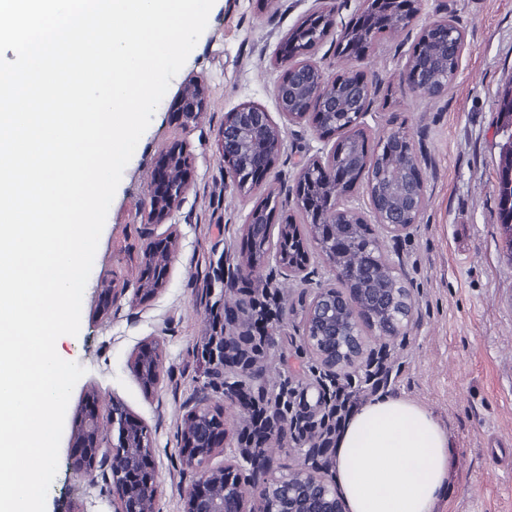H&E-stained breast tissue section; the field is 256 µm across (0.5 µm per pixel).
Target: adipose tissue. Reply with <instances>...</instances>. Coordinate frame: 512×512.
I'll use <instances>...</instances> for the list:
<instances>
[{
  "label": "adipose tissue",
  "mask_w": 512,
  "mask_h": 512,
  "mask_svg": "<svg viewBox=\"0 0 512 512\" xmlns=\"http://www.w3.org/2000/svg\"><path fill=\"white\" fill-rule=\"evenodd\" d=\"M450 464L448 435L433 413L383 395L346 420L333 472L349 512H437Z\"/></svg>",
  "instance_id": "ef3b65f1"
}]
</instances>
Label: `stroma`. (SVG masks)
I'll return each mask as SVG.
<instances>
[{
	"instance_id": "1",
	"label": "stroma",
	"mask_w": 512,
	"mask_h": 512,
	"mask_svg": "<svg viewBox=\"0 0 512 512\" xmlns=\"http://www.w3.org/2000/svg\"><path fill=\"white\" fill-rule=\"evenodd\" d=\"M315 5L314 0H215L208 24L184 66L172 79L138 142L110 205L83 294L78 335L58 339L60 356L85 370L66 410L58 470L46 512H113L109 484L77 479L71 431L96 393L100 410L113 399L147 426L160 487V512H182V490L193 475L180 453L188 402L210 398L226 429L225 454L248 446L251 419L246 398H274L292 390L293 412L316 417L321 391L316 363L302 341L305 309L316 288L334 283L323 258L311 255L307 280L284 276L275 262L259 261L245 274L236 264L247 244V223L258 193L240 191L218 158L216 136L224 115L256 104L278 116L275 96L284 69L278 56L285 38ZM453 16L465 33L460 71L446 96L400 89V73L423 25ZM327 74L358 73L377 86L365 119L369 145L396 129L409 132L425 177V207L411 234L392 238L379 226L371 232L382 253L399 261L415 298V323L395 338L371 335L366 357L383 355L384 386L373 387L364 372L350 381L360 402L379 395L428 407L447 431L452 467L438 512H512V463L501 447L512 444V248L498 215L497 166L502 138L498 95L512 80V0H420L407 28L379 35L359 57L339 54L334 41L312 56ZM199 77L206 107L182 126L175 101L183 83ZM284 148L261 189L272 192L279 212H294L288 186L299 161L324 147L304 122L283 123ZM186 142L194 174L183 202L168 224L147 228V187L163 148ZM174 228L178 248L165 285L144 298L138 293L141 249L148 234ZM125 294L113 299V282ZM276 299L268 331L275 345L255 354L263 371L245 397L225 399L236 382L233 366L211 353L241 304L256 307L265 293ZM148 339L163 348L164 378L145 389L131 369Z\"/></svg>"
}]
</instances>
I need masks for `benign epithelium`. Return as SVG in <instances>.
<instances>
[{
	"label": "benign epithelium",
	"mask_w": 512,
	"mask_h": 512,
	"mask_svg": "<svg viewBox=\"0 0 512 512\" xmlns=\"http://www.w3.org/2000/svg\"><path fill=\"white\" fill-rule=\"evenodd\" d=\"M331 3L325 10L336 32V43L344 44L342 33L351 30L347 25L339 27L337 16L345 6V0H318ZM457 26L454 19L446 16L426 24L422 31H433L443 41L453 34ZM300 53L293 41L286 42L280 60L288 63L283 78L276 88L279 113L288 116V90L300 92L308 100V110L301 121L311 124L317 133L337 120L351 118L364 122L374 105L373 85L350 74L345 75L351 90L350 98L355 102L349 108L336 96V80L326 75L315 63L299 60ZM403 83L412 91H427L436 97L447 94V89L431 85L425 72L413 66L409 58L402 72ZM206 106V94L201 79L188 80L176 103V111L186 120H194ZM219 155L225 172L244 191L257 185L272 168L274 158L282 150V131L270 113L252 105L239 107L224 116V126L218 137ZM193 173V160L183 142L175 141L166 146L154 171L148 189L150 201L149 224L164 223L176 211L183 199ZM318 179L323 183L340 184L344 180L343 170L336 163V147L304 162L295 177L289 195L296 210L304 216V224L296 226L292 238L304 258L311 250H318L336 272L340 284L350 282L366 274L368 267L362 261L345 267L336 261V224L338 217L358 214L355 207L345 208L333 203L329 210L315 219L305 207L303 188L306 183ZM403 191L408 200L421 202L424 199V179L419 166L409 171L404 179ZM370 213L387 235H408L416 223L401 224L393 213H387L376 201L372 183H367ZM176 246L173 233L148 237L143 256H156L170 264ZM273 257L288 272V275L307 279L306 263H295L281 248H276ZM414 300L411 289L385 288H338L322 286L313 293L303 321L304 344L319 368L322 387L336 382L341 374L358 370L363 366L366 335L379 333L400 336L414 320ZM220 353L225 362L239 369V375L250 381L260 377V371L244 354L241 340L235 336L224 337ZM134 371L147 389L156 387L162 378V351L155 343L143 345L134 360ZM211 409L207 396L194 398L188 404L186 420L192 426L181 436V452L186 465L194 471V478L184 492L183 512H349L346 502L317 457L325 448L322 441L313 443L301 461L292 469L278 470L266 463L255 452L224 457V466H208L210 456L224 446L225 432L221 424L211 421ZM107 419L117 442L105 446L100 438L101 419ZM75 474L78 478L102 481L116 491L113 500L114 512H159V486L151 461V444L146 426L130 415L124 404L112 400L107 415L100 414L94 406L86 411L84 418L72 433Z\"/></svg>",
	"instance_id": "obj_1"
}]
</instances>
